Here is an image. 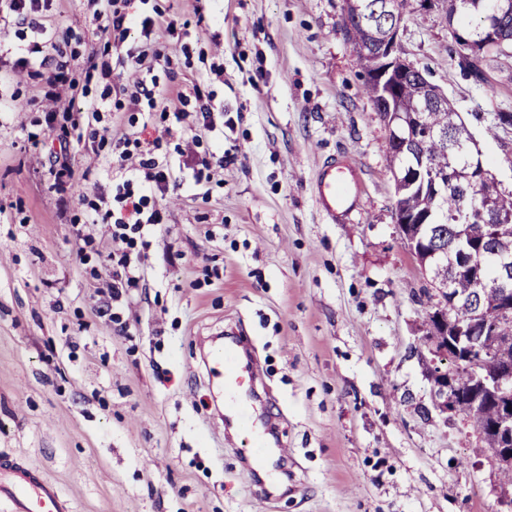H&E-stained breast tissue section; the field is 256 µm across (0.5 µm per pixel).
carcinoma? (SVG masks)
Masks as SVG:
<instances>
[{"label":"carcinoma","instance_id":"carcinoma-1","mask_svg":"<svg viewBox=\"0 0 512 512\" xmlns=\"http://www.w3.org/2000/svg\"><path fill=\"white\" fill-rule=\"evenodd\" d=\"M358 15L344 18L343 35L352 46L365 73V90L372 102L381 100L378 82L368 70L367 53L375 36L398 24L407 16L409 0H393L395 9H383L384 0H354ZM454 11L458 26L467 29L477 22V9L490 11L496 0H447ZM426 76L419 72L394 82L390 91V108L409 116L422 98ZM424 125L402 152L389 153L391 168L402 171L418 163V154L437 172L448 171L452 163L463 168L470 154V138L465 122L454 112L450 102L432 105L423 112ZM397 209L414 220L409 231L418 240L430 279L434 286L422 291L431 310L445 308L451 324L465 328V336H441L448 344L451 359L448 370L456 377L457 403L461 416L480 435L485 448L497 456L492 428L506 403L495 400L482 390L475 380L479 374H492L501 366L512 363V314H497L500 288L512 284V272L503 270V262L512 260V223L505 224L489 236L485 225L469 218L465 191L460 186L440 187L431 193V186L420 183L402 190L397 196ZM483 243V278L485 284L476 287L457 273L458 251L463 242ZM480 309L496 320V332L483 334L480 325L472 323L470 314Z\"/></svg>","mask_w":512,"mask_h":512}]
</instances>
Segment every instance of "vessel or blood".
<instances>
[{
    "label": "vessel or blood",
    "instance_id": "obj_1",
    "mask_svg": "<svg viewBox=\"0 0 512 512\" xmlns=\"http://www.w3.org/2000/svg\"><path fill=\"white\" fill-rule=\"evenodd\" d=\"M316 202L328 223L346 222L360 206L357 186L347 182L343 163L330 159L323 163L315 184ZM211 378L224 390V403L214 404L215 412H232L241 429L250 431L254 421L248 411L247 383L255 377L254 365L245 358L237 340L210 353ZM8 512H69V506L57 486L39 472L13 461H0V505Z\"/></svg>",
    "mask_w": 512,
    "mask_h": 512
}]
</instances>
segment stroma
Listing matches in <instances>:
<instances>
[{"label":"stroma","instance_id":"35a3bbf8","mask_svg":"<svg viewBox=\"0 0 512 512\" xmlns=\"http://www.w3.org/2000/svg\"><path fill=\"white\" fill-rule=\"evenodd\" d=\"M186 21L184 87L214 92V129L233 163L210 190L161 205L130 295L126 332L99 318L106 279L87 276L45 163L27 144L67 104L38 98L46 70L14 68L16 28L0 20V459L40 470L72 512H506L497 466L462 417L432 411L417 355L428 305L394 219L388 131L341 33L344 0H149ZM89 0H52L41 37L71 80L88 57L119 85L146 78L101 37ZM28 33V40H36ZM405 56L447 95L484 165L512 189V55L461 65L443 12L411 0ZM223 63V76L210 63ZM109 144H76V173L111 192ZM341 156L358 211L327 223L313 184ZM258 360L256 414L285 453L254 483L244 435L212 419L206 371L189 370L217 332Z\"/></svg>","mask_w":512,"mask_h":512}]
</instances>
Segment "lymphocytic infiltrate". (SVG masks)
I'll list each match as a JSON object with an SVG mask.
<instances>
[{
  "label": "lymphocytic infiltrate",
  "mask_w": 512,
  "mask_h": 512,
  "mask_svg": "<svg viewBox=\"0 0 512 512\" xmlns=\"http://www.w3.org/2000/svg\"><path fill=\"white\" fill-rule=\"evenodd\" d=\"M96 17L101 34L114 46L124 48L127 61L140 67H160L168 78L167 84H160L154 78L130 87H120L112 82L111 64L88 59L85 73L87 78L101 80L103 91L100 97L81 99L78 116L71 119V127L67 130H57L55 113H48L46 127L29 133L28 140L36 145L47 135L53 134L60 142L59 152L51 154L48 159L51 186L60 194L66 208L82 212L88 218L87 224L72 227L77 242V257L93 278H109L107 292L97 301L98 313L106 317L116 330L123 332L128 328L124 317L128 293L139 283L136 270L151 246L150 234L163 222L160 202L170 189L180 186L166 160L170 146L168 138L175 127L181 126L191 116L202 120L204 126H212L211 102L214 94L201 84L194 85L187 93L175 83L176 65L182 57L191 54L188 45L163 48L150 42L149 36L156 25H165L168 33H175V20L166 21L158 15L138 12L133 8V0H106L105 8L99 10ZM137 31L143 34L144 40L140 44L130 45L129 38ZM20 52L17 66H30L33 55L37 54L41 57V65L49 69L40 89L43 100L54 103L66 95L80 99L65 65L53 64L40 42H30L21 47ZM161 87L166 92L175 93L180 103L179 109L170 111L159 106L157 90ZM108 106L123 113L126 132L116 136L111 127L102 126V113ZM146 118L154 120L157 128L162 129V136L150 138L138 132L140 121ZM87 122L92 125L91 131H88L91 136L100 135L112 141L117 155L120 178L108 194L82 191L71 164L72 139L85 132L83 125ZM188 148L192 154L188 181L195 186L211 184L216 168L228 162V155L205 144L196 135L192 136ZM99 222L108 225L113 240L121 242L120 251H102L90 231L91 225Z\"/></svg>",
  "instance_id": "lymphocytic-infiltrate-1"
}]
</instances>
